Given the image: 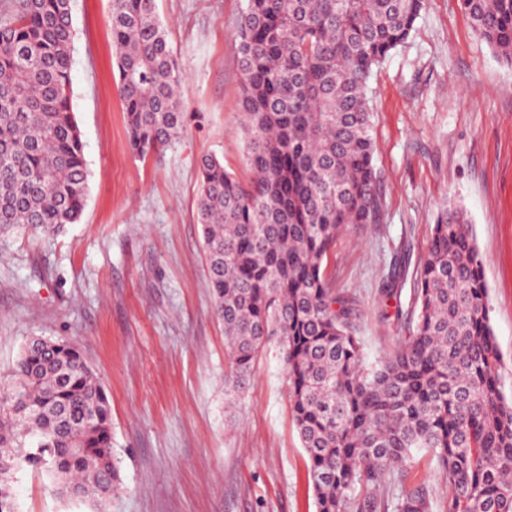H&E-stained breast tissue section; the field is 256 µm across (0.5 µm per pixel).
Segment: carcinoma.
Wrapping results in <instances>:
<instances>
[{"label":"carcinoma","mask_w":512,"mask_h":512,"mask_svg":"<svg viewBox=\"0 0 512 512\" xmlns=\"http://www.w3.org/2000/svg\"><path fill=\"white\" fill-rule=\"evenodd\" d=\"M425 0H247L239 24L249 181L201 160L197 203L214 311L242 392L276 345L317 512H350L413 452L452 488L440 512H512V398L484 262L462 208L443 204L414 289L410 334L368 361L325 261L349 224L381 208L370 79L409 37ZM476 33L512 61V0H460ZM129 144L161 155L183 132L181 75L156 0H112L108 17ZM71 0H10L0 14V237L80 221L88 168L71 103ZM48 473L97 512L120 484L108 395L80 349L35 336L0 383V512L16 471ZM433 512L420 485L357 512Z\"/></svg>","instance_id":"cac0c4a2"}]
</instances>
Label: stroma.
Returning <instances> with one entry per match:
<instances>
[{
	"label": "stroma",
	"mask_w": 512,
	"mask_h": 512,
	"mask_svg": "<svg viewBox=\"0 0 512 512\" xmlns=\"http://www.w3.org/2000/svg\"><path fill=\"white\" fill-rule=\"evenodd\" d=\"M183 78L184 130L161 159L128 147L107 25L111 0H72V106L89 177L78 223L0 240V373L35 335L74 342L112 409L121 485L107 512H316L306 455L274 349L227 399L224 326L213 308L197 216L200 161L251 174L241 112L238 26L245 0H157ZM382 208L352 224L326 275L350 306L369 358L405 331L416 270L443 202L460 205L484 259L503 391L512 396V62L472 29L456 0H427L405 43L371 79ZM408 255L403 268L394 260ZM398 273V301L380 288ZM400 494L451 488L414 452ZM18 512H91L42 472L13 477Z\"/></svg>",
	"instance_id": "1"
}]
</instances>
